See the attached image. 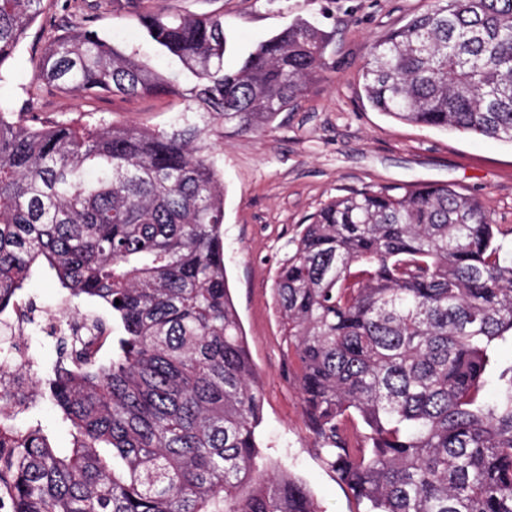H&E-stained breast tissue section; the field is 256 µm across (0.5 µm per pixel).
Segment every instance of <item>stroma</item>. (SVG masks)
Listing matches in <instances>:
<instances>
[{
	"label": "stroma",
	"mask_w": 512,
	"mask_h": 512,
	"mask_svg": "<svg viewBox=\"0 0 512 512\" xmlns=\"http://www.w3.org/2000/svg\"><path fill=\"white\" fill-rule=\"evenodd\" d=\"M171 13L224 16L226 68L297 18L331 32L327 67L293 110L264 132L233 126L211 136L224 181V265L263 402L257 430L271 464L287 468L321 512H360L350 491L313 446L298 389L287 377L282 327L272 293L276 270L301 224L330 199L353 190L448 184L477 197L512 243V144L475 134L396 121L366 100L360 69L371 43L407 24L428 0H154ZM139 0H48L7 68L0 89L16 102L33 98L45 122L86 121L167 126L181 108L167 97L76 95L33 85L41 49L54 36L88 27L127 45L143 33L131 15Z\"/></svg>",
	"instance_id": "obj_1"
}]
</instances>
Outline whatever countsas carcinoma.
<instances>
[{"mask_svg": "<svg viewBox=\"0 0 512 512\" xmlns=\"http://www.w3.org/2000/svg\"><path fill=\"white\" fill-rule=\"evenodd\" d=\"M43 2L0 0V84ZM135 18L168 69L83 28L45 46L34 81L174 97L169 126L47 123L0 98V314L38 269L76 308L32 381L69 452L15 423L26 403H0V512H321L260 457L207 132L269 128L331 35L296 19L230 70L223 14ZM361 78L395 120L512 143V0H430L370 45ZM293 244L273 286L289 378L364 512H512V366L484 394L487 351L512 333V249L480 201L435 183L356 191Z\"/></svg>", "mask_w": 512, "mask_h": 512, "instance_id": "obj_1", "label": "carcinoma"}]
</instances>
